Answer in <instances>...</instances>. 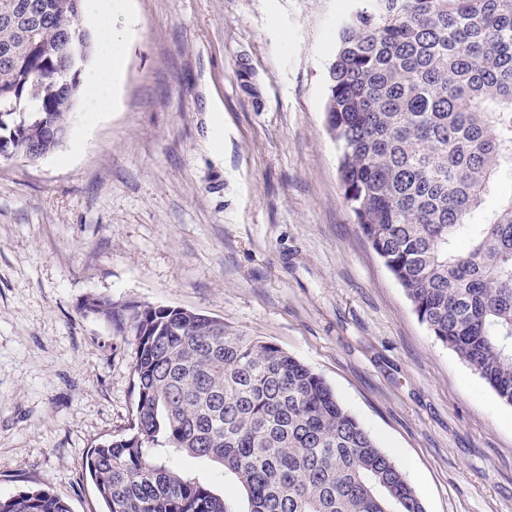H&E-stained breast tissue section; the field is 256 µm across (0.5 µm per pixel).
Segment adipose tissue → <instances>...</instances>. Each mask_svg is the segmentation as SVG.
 Here are the masks:
<instances>
[{
    "label": "adipose tissue",
    "mask_w": 512,
    "mask_h": 512,
    "mask_svg": "<svg viewBox=\"0 0 512 512\" xmlns=\"http://www.w3.org/2000/svg\"><path fill=\"white\" fill-rule=\"evenodd\" d=\"M113 11L112 0H96L94 16L99 68L86 88L89 96L99 98L107 104L112 101V90L125 64L126 38L112 27Z\"/></svg>",
    "instance_id": "ef3b65f1"
}]
</instances>
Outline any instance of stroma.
<instances>
[{
	"label": "stroma",
	"mask_w": 512,
	"mask_h": 512,
	"mask_svg": "<svg viewBox=\"0 0 512 512\" xmlns=\"http://www.w3.org/2000/svg\"><path fill=\"white\" fill-rule=\"evenodd\" d=\"M352 0H127L110 111L81 96L0 162V496L101 512L92 446L127 425L137 339L81 306L183 307L320 374L426 512H512V406L414 314L343 203L325 128Z\"/></svg>",
	"instance_id": "obj_1"
}]
</instances>
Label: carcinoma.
Segmentation results:
<instances>
[{"mask_svg":"<svg viewBox=\"0 0 512 512\" xmlns=\"http://www.w3.org/2000/svg\"><path fill=\"white\" fill-rule=\"evenodd\" d=\"M84 0H0V161L65 141L83 92L67 35ZM327 129L343 199L417 319L512 405V0H364L338 24ZM500 198L483 221L484 201ZM469 239L465 250L457 248ZM138 342L124 432L85 471L105 512H425L325 380L277 345L181 307L87 299ZM224 466L245 506L170 464ZM0 512H70L47 489Z\"/></svg>","mask_w":512,"mask_h":512,"instance_id":"carcinoma-1","label":"carcinoma"}]
</instances>
